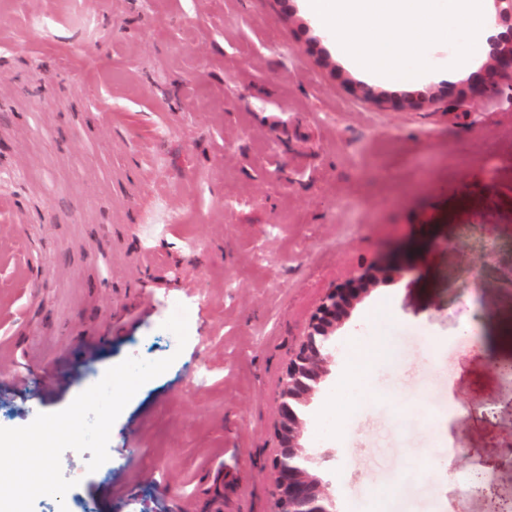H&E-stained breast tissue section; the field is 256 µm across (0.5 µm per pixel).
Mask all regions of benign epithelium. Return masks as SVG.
Segmentation results:
<instances>
[{"label":"benign epithelium","mask_w":512,"mask_h":512,"mask_svg":"<svg viewBox=\"0 0 512 512\" xmlns=\"http://www.w3.org/2000/svg\"><path fill=\"white\" fill-rule=\"evenodd\" d=\"M490 2L493 31L485 40L490 77L481 88L485 98L498 93L500 78L512 77V36L496 32L503 19H512V0ZM384 278L382 270L368 266L357 271L347 284L328 293L288 360L277 393V446L269 464L275 512H339L336 496L321 476L324 457L304 440L305 409L328 375L336 331L369 290ZM467 492L483 499L488 512H512V501L502 498L480 473L470 474Z\"/></svg>","instance_id":"benign-epithelium-1"}]
</instances>
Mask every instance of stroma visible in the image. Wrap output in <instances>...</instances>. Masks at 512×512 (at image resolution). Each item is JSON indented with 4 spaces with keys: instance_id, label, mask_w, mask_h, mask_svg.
I'll use <instances>...</instances> for the list:
<instances>
[{
    "instance_id": "35a3bbf8",
    "label": "stroma",
    "mask_w": 512,
    "mask_h": 512,
    "mask_svg": "<svg viewBox=\"0 0 512 512\" xmlns=\"http://www.w3.org/2000/svg\"><path fill=\"white\" fill-rule=\"evenodd\" d=\"M304 2L0 0V425L66 408L125 358L174 359L98 470L63 453L76 500L113 486L135 496L112 512H273L283 369L369 265L389 275L306 414L339 512H484L476 469L512 498V82L475 96L485 53L457 67L445 42L414 82L375 77ZM171 299L195 311L182 349ZM362 343L370 401L333 420Z\"/></svg>"
}]
</instances>
